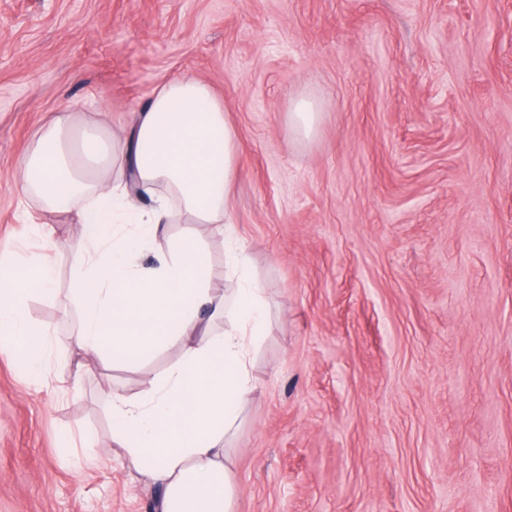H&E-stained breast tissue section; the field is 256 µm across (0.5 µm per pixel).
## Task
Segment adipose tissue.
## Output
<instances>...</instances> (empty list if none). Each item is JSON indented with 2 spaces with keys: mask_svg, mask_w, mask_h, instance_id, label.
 <instances>
[{
  "mask_svg": "<svg viewBox=\"0 0 512 512\" xmlns=\"http://www.w3.org/2000/svg\"><path fill=\"white\" fill-rule=\"evenodd\" d=\"M75 112L42 129L14 169L22 194L59 210L92 196L77 233L86 247L44 249L55 261L27 259L25 273L0 263V340L41 369L45 338L23 304L31 289L53 291L57 264L70 270L81 309L75 346L110 348L136 363L153 347H174L177 362L138 397L113 395L111 441L130 466L161 483L159 512H231L237 482L224 439L251 387L254 346L271 325L265 292L233 234L230 195L237 177V133L224 101L192 75L157 88L120 131L75 137ZM92 164L118 171L115 181L72 169L69 141ZM166 224H218L224 270L214 276L199 234L162 237ZM152 252L156 263L141 267Z\"/></svg>",
  "mask_w": 512,
  "mask_h": 512,
  "instance_id": "adipose-tissue-1",
  "label": "adipose tissue"
}]
</instances>
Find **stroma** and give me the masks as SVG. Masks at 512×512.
<instances>
[{
	"label": "stroma",
	"instance_id": "35a3bbf8",
	"mask_svg": "<svg viewBox=\"0 0 512 512\" xmlns=\"http://www.w3.org/2000/svg\"><path fill=\"white\" fill-rule=\"evenodd\" d=\"M191 74L237 132V234L273 326L230 442L232 512H512V0H0V240L22 266L69 213L19 202L56 113L127 125ZM311 102V134L289 100ZM70 271L30 292L40 375L0 347V512H156L110 443L136 367L73 344Z\"/></svg>",
	"mask_w": 512,
	"mask_h": 512
}]
</instances>
